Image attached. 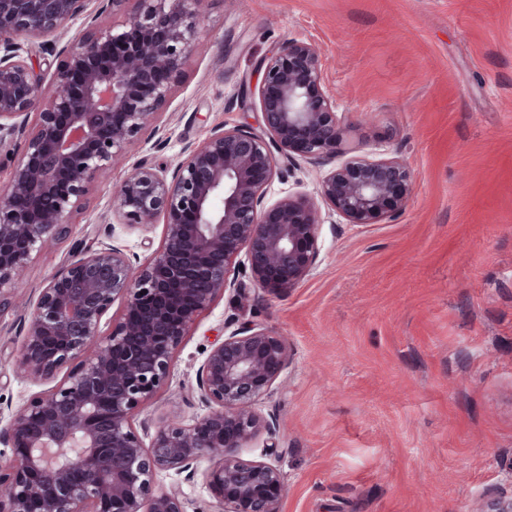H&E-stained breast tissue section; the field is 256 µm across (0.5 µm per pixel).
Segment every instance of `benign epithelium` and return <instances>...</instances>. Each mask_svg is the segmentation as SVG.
Here are the masks:
<instances>
[{"label":"benign epithelium","instance_id":"1","mask_svg":"<svg viewBox=\"0 0 512 512\" xmlns=\"http://www.w3.org/2000/svg\"><path fill=\"white\" fill-rule=\"evenodd\" d=\"M81 0H0V131L25 136L11 181L0 187V315L22 274L49 241L66 237L72 215L115 160L153 125L195 43L204 0H137L123 30L88 26L45 79L23 42L53 36ZM260 130L215 129L184 148L172 174L136 163L114 191L112 216L128 225L163 221V242L133 266L114 247L86 252L41 289L17 368L49 388L7 417L0 441L16 449L0 467V512H186L154 477L176 470L224 489V512H280L283 475L271 458L280 429L257 401L289 365L282 337L243 324L212 346L197 388L207 415H173L146 445L137 410L165 385L190 324L218 295L242 291L239 255L254 285L281 295L316 267L321 206L350 224H378L405 205L411 172L397 156L373 159L345 147V129L313 44L289 40L258 65ZM32 131H26L30 116ZM329 169L316 196L264 203L278 158ZM123 302L105 337L103 317ZM263 439V460L240 450ZM474 512H512V496Z\"/></svg>","mask_w":512,"mask_h":512}]
</instances>
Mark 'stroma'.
Returning <instances> with one entry per match:
<instances>
[{"mask_svg":"<svg viewBox=\"0 0 512 512\" xmlns=\"http://www.w3.org/2000/svg\"><path fill=\"white\" fill-rule=\"evenodd\" d=\"M83 0L47 43L27 48L52 76L89 15L102 27L137 9ZM321 49L336 111L370 157L412 172L402 211L355 225L323 209L320 256L291 292L218 297L194 320L160 393L134 427L151 439L172 415L207 414L205 348L244 321L288 344L290 364L259 409L280 426L282 512H473L512 495V0H205L195 46L159 114L95 182L67 237L42 248L27 288L0 315V412L39 392L16 362L32 303L72 256L112 245L151 258L162 224L112 221V192L141 158L174 169L222 126L262 123L258 64L284 41ZM319 168L296 159L266 203L314 194ZM186 512H222L201 477L158 472Z\"/></svg>","mask_w":512,"mask_h":512,"instance_id":"1","label":"stroma"}]
</instances>
